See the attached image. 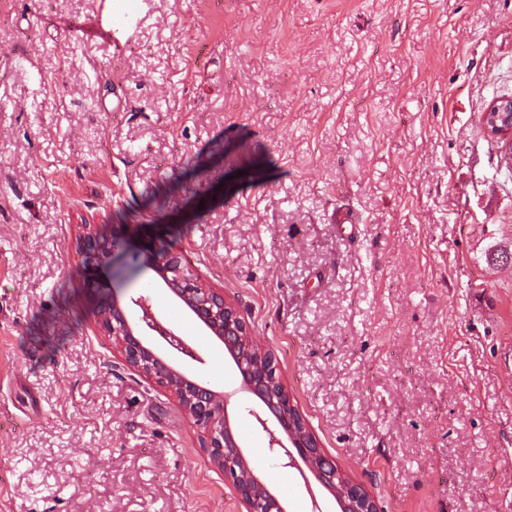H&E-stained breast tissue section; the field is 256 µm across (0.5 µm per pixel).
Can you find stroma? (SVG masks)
Masks as SVG:
<instances>
[{"label": "stroma", "instance_id": "obj_1", "mask_svg": "<svg viewBox=\"0 0 512 512\" xmlns=\"http://www.w3.org/2000/svg\"><path fill=\"white\" fill-rule=\"evenodd\" d=\"M0 0V512H242L200 433L95 323L75 225L137 231L101 281L150 298L221 390L223 345L146 244L234 300L380 512H512V0ZM121 102L122 111L112 109ZM236 395L255 471L307 512ZM105 12L98 15L90 33L99 35L120 46L137 30L152 10L150 0H109ZM484 134L497 139L512 150V98L491 101L482 114Z\"/></svg>", "mask_w": 512, "mask_h": 512}]
</instances>
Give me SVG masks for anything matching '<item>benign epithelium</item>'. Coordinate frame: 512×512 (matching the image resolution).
<instances>
[{
  "label": "benign epithelium",
  "mask_w": 512,
  "mask_h": 512,
  "mask_svg": "<svg viewBox=\"0 0 512 512\" xmlns=\"http://www.w3.org/2000/svg\"><path fill=\"white\" fill-rule=\"evenodd\" d=\"M481 124L486 136L512 150V98L491 101ZM132 232L129 224L76 225L82 273L86 288L95 297L102 335L112 342V348L127 366L163 387L184 416L200 429L210 462L232 483L245 512H286L283 500L259 479L243 452V439L227 414L233 393L213 389L176 362L182 356L200 361L178 334L168 333L162 349L155 345L153 333L158 322L145 297L131 296L126 300L98 279V270L115 261ZM134 261L152 269L173 298L224 345L225 355L236 367L239 389L253 403L248 412L268 432L269 452L277 461L298 470L306 467L333 497L336 512H379L372 492L325 453L281 380L275 355L255 340L235 302L224 296V290L203 280L174 244L147 247ZM270 421L276 424L277 431L269 430Z\"/></svg>",
  "instance_id": "obj_1"
}]
</instances>
